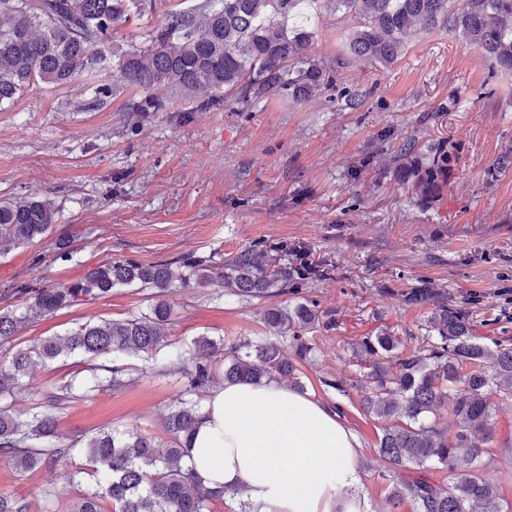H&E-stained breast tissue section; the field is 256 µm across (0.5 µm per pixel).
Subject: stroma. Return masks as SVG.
Wrapping results in <instances>:
<instances>
[{
  "instance_id": "stroma-1",
  "label": "stroma",
  "mask_w": 512,
  "mask_h": 512,
  "mask_svg": "<svg viewBox=\"0 0 512 512\" xmlns=\"http://www.w3.org/2000/svg\"><path fill=\"white\" fill-rule=\"evenodd\" d=\"M198 0H155L153 14L118 29L115 41L140 43L148 26ZM312 53L340 55L351 21L325 6L314 19ZM113 93L94 101L92 88ZM338 87L357 94L349 108L333 91L303 102L267 95L251 111L194 112L170 98L164 112H136L141 91L112 70L80 74L60 87L34 85L0 106V198L40 193L59 212L44 240L0 249V312L13 308L20 283L53 287L120 257L165 263L185 254L222 258L257 242L303 241L334 266L332 278L307 284V295L336 308L340 326L319 335L304 366L309 394L340 404L361 436L359 491L369 512H384L377 478L380 425L357 395L324 391L320 380L355 376L350 345L386 330L420 335L426 308L406 309L399 293L426 278L451 297H476L490 336H512V76L444 28L420 31L390 68L353 62ZM448 151L453 172L442 193L417 198L394 174L393 156ZM66 243L68 255L58 245ZM147 294L113 289L110 297L58 310L19 334L26 344L89 320L122 319L144 309ZM173 337L200 334L232 342L263 336L262 308L193 288L174 297ZM183 381L175 371L59 411L71 440L112 426L159 433ZM488 476L512 503V408H499ZM51 491L64 504L75 492L61 468L20 473L0 463V492L37 502Z\"/></svg>"
}]
</instances>
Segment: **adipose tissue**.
I'll return each instance as SVG.
<instances>
[{
	"label": "adipose tissue",
	"instance_id": "adipose-tissue-1",
	"mask_svg": "<svg viewBox=\"0 0 512 512\" xmlns=\"http://www.w3.org/2000/svg\"><path fill=\"white\" fill-rule=\"evenodd\" d=\"M205 412L189 463L206 485L240 490L257 512H368L362 443L339 410L270 381L225 384Z\"/></svg>",
	"mask_w": 512,
	"mask_h": 512
}]
</instances>
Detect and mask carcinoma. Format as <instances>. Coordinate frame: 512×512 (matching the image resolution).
Instances as JSON below:
<instances>
[{
  "instance_id": "cac0c4a2",
  "label": "carcinoma",
  "mask_w": 512,
  "mask_h": 512,
  "mask_svg": "<svg viewBox=\"0 0 512 512\" xmlns=\"http://www.w3.org/2000/svg\"><path fill=\"white\" fill-rule=\"evenodd\" d=\"M355 22L345 51L349 59L388 68L405 52L418 28L444 27L482 50L500 71L512 74V0H326ZM319 0H203L170 12L140 46L123 48L112 34L131 17L142 18L153 0H0V103L12 102L33 84L61 86L115 60V72L144 92L134 112H164L166 91L207 112H242L269 94L303 101L336 87V65L311 51L312 11ZM414 192L430 197L449 179L451 157L439 150L426 161L397 165ZM58 221L49 200L34 193L0 199V243L26 246L45 239ZM333 266L317 260L301 241L253 244L214 262L192 254L176 263L141 264L114 258L82 277L52 288L18 285L15 309L0 312V344L12 345L0 361V461L21 473L60 466L78 497L68 512H212L236 501L253 512L238 491L207 487L188 465L189 450L205 419V397L226 382L288 380L301 393L302 367L316 358L317 333L336 330V308L302 294V284L326 279ZM264 304L265 337L257 341L207 335L181 342L169 335L179 288H208ZM119 286L150 291L148 305L123 319L80 324L36 345L16 342L33 321L58 310L97 301ZM407 309L431 307L410 351L380 331L353 344L361 368L355 379L329 375L322 385L342 396L360 392L359 407L381 422L377 452L387 464V512L409 500L414 512H512L498 486L484 474L491 458L495 411L512 405V338L483 336L488 320L466 301L448 296L429 279L400 293ZM289 342L282 350L279 339ZM78 357L83 368L63 385L38 390L34 369ZM136 371L150 377L176 370L184 381L161 421L166 439L148 431L114 427L65 442L57 410L125 386ZM25 390L33 406L25 414L9 406ZM446 405L448 415L438 409ZM82 454L95 479L84 483L70 460ZM448 480L434 483L429 471ZM32 504L0 492V512H30Z\"/></svg>"
}]
</instances>
